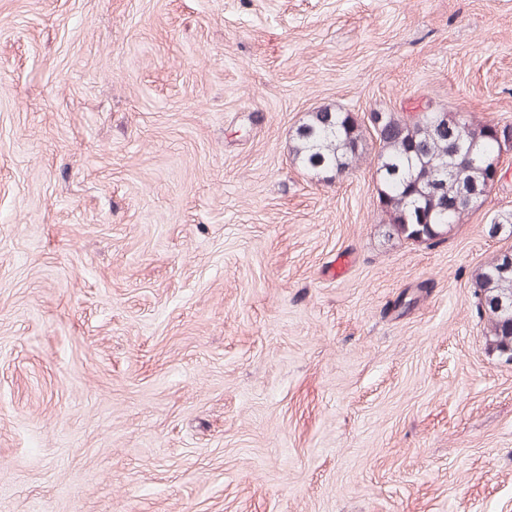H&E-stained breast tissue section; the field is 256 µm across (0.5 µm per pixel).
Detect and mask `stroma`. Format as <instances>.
Masks as SVG:
<instances>
[{
  "instance_id": "stroma-1",
  "label": "stroma",
  "mask_w": 512,
  "mask_h": 512,
  "mask_svg": "<svg viewBox=\"0 0 512 512\" xmlns=\"http://www.w3.org/2000/svg\"><path fill=\"white\" fill-rule=\"evenodd\" d=\"M512 122V0H0V512H512V363L325 107ZM366 127L351 112L324 108L308 113L296 128L293 160L309 174L349 173L366 160ZM361 149L356 151L354 145Z\"/></svg>"
}]
</instances>
